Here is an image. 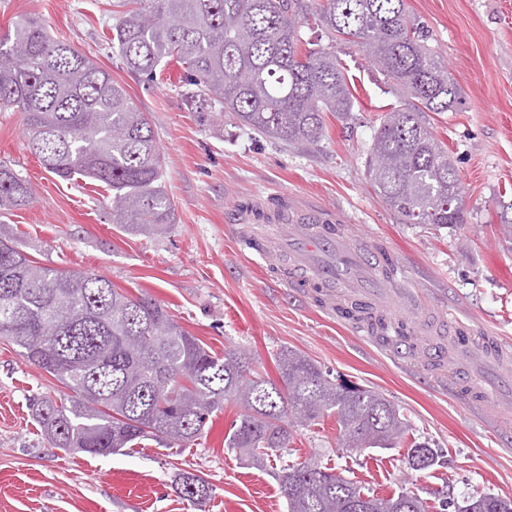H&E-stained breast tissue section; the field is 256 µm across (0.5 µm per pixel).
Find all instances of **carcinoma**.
<instances>
[{
	"label": "carcinoma",
	"mask_w": 512,
	"mask_h": 512,
	"mask_svg": "<svg viewBox=\"0 0 512 512\" xmlns=\"http://www.w3.org/2000/svg\"><path fill=\"white\" fill-rule=\"evenodd\" d=\"M121 17L112 49L126 71L153 78L171 61L182 69L187 101L214 100L262 136L285 143L319 142L326 118L347 120L354 109L336 40L360 47L408 99L374 131L367 160L371 187L406 224L436 228L466 223L448 208L461 188L448 147L423 119L458 101L457 84L429 44L406 0H115ZM314 24L328 44L303 39ZM0 110L25 114L29 149L50 172L81 175L111 193L112 223L159 236L173 220L162 185L154 130L126 87L25 14L0 35ZM33 195L31 185L0 164V211ZM344 312L385 340V324L354 303ZM0 336L27 363L67 393L43 396L33 416L54 448L109 455L153 439L165 446L198 440L214 413L243 408L224 435L226 447L254 466L288 450L298 426L335 417L338 447L389 449L409 430L390 400L339 383L305 354L284 347L278 379L252 368L246 352L218 356L174 321L147 293L128 295L103 275L39 266L0 234ZM423 443L408 449L414 470L434 464ZM288 512H425L400 491L388 498L314 461L285 464L277 475ZM175 491L191 502L212 487L201 475L179 474ZM463 512H512L492 493Z\"/></svg>",
	"instance_id": "cac0c4a2"
}]
</instances>
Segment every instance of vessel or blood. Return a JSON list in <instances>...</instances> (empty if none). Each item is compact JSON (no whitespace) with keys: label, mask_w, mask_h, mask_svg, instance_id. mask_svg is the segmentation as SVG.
<instances>
[{"label":"vessel or blood","mask_w":512,"mask_h":512,"mask_svg":"<svg viewBox=\"0 0 512 512\" xmlns=\"http://www.w3.org/2000/svg\"><path fill=\"white\" fill-rule=\"evenodd\" d=\"M259 257L272 248H284L291 264L288 276L309 286L340 285L344 300L373 306L393 324L410 320L412 290L396 287L384 271L383 260H371L349 240L343 226L327 223L322 210L301 205L287 210L279 223L241 225Z\"/></svg>","instance_id":"vessel-or-blood-1"}]
</instances>
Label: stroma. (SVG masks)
I'll list each match as a JSON object with an SVG mask.
<instances>
[{"label": "stroma", "mask_w": 512, "mask_h": 512, "mask_svg": "<svg viewBox=\"0 0 512 512\" xmlns=\"http://www.w3.org/2000/svg\"><path fill=\"white\" fill-rule=\"evenodd\" d=\"M112 2L0 0V32L13 17L36 14L54 37L125 85L157 133L174 221L161 237L113 224L108 191L45 169L27 146L23 113L8 110L0 112V164L32 183L34 194L0 218V227L33 261L152 295L215 353L241 349L272 376L275 355L288 347L375 390L400 407L410 438L441 460L414 471L403 447L342 452L329 417L298 428L283 459L256 468L224 444L240 412L232 403L181 448L145 440L107 456L68 454L48 444L32 416L34 397L57 395V386L0 337V512H287L275 473L281 461L309 458L377 495L414 493L428 512H462L484 492L512 498V394L503 393L484 417L452 393L461 383L493 381L496 367L460 348L441 367L426 357L391 359L329 303L251 255L234 232L241 215L270 224L286 202L312 204L338 219L355 245L392 260L403 287L418 291L414 321L447 313L446 337L460 321L512 351V249L500 220L501 202L512 203V0H407L460 91L454 108L425 115L460 176L466 216L437 231L403 223L366 179L375 128L408 101L359 47L336 46L355 96L352 120L328 118L320 142L288 146L255 134L219 103L189 106L176 63L153 81L130 75L112 51ZM183 471L204 475L210 499L198 505L175 492Z\"/></svg>", "instance_id": "35a3bbf8"}]
</instances>
